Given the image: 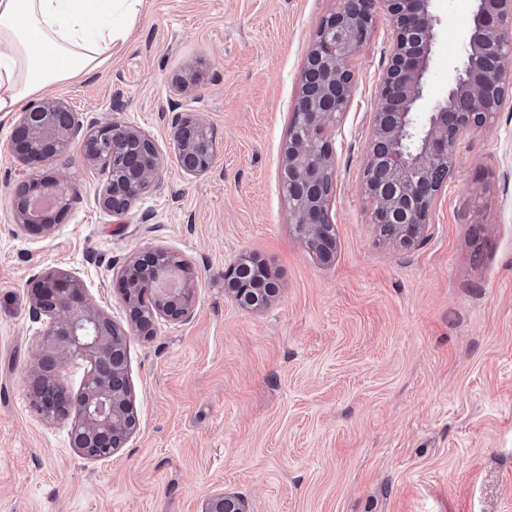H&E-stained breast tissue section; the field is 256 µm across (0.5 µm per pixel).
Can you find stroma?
Here are the masks:
<instances>
[{
    "instance_id": "obj_1",
    "label": "stroma",
    "mask_w": 512,
    "mask_h": 512,
    "mask_svg": "<svg viewBox=\"0 0 512 512\" xmlns=\"http://www.w3.org/2000/svg\"><path fill=\"white\" fill-rule=\"evenodd\" d=\"M336 0H144L125 46L54 86L87 117L150 135L162 176L117 218L73 141L49 168L79 198L48 237L18 229L9 182L15 115L0 114V512H202L217 492L248 512H512V106L466 137L455 177L413 245L370 222L362 173L391 23L378 13L328 130L337 250L320 262L282 191V149L307 51ZM473 0H437L422 110L448 96ZM194 117L215 160L181 172L173 133ZM188 259L190 320L128 338L138 429L111 458L44 421L29 374L46 331L30 311L45 271L72 273L116 322L134 253ZM266 264L279 292L243 312L222 273Z\"/></svg>"
}]
</instances>
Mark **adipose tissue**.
Here are the masks:
<instances>
[{
	"label": "adipose tissue",
	"mask_w": 512,
	"mask_h": 512,
	"mask_svg": "<svg viewBox=\"0 0 512 512\" xmlns=\"http://www.w3.org/2000/svg\"><path fill=\"white\" fill-rule=\"evenodd\" d=\"M143 0H0V113L78 81L125 44Z\"/></svg>",
	"instance_id": "ef3b65f1"
}]
</instances>
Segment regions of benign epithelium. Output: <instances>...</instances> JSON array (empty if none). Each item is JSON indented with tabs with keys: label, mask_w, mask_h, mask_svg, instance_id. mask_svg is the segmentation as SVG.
<instances>
[{
	"label": "benign epithelium",
	"mask_w": 512,
	"mask_h": 512,
	"mask_svg": "<svg viewBox=\"0 0 512 512\" xmlns=\"http://www.w3.org/2000/svg\"><path fill=\"white\" fill-rule=\"evenodd\" d=\"M436 0H338L324 17L308 52L302 86L289 124L284 150L283 188L292 223L305 246L323 262L334 259L337 241L330 218L335 189V161L327 132L336 115L348 109L355 85L349 60L373 30L376 8L388 16L393 36L387 64L370 115V139L363 187L372 203L371 223L385 224L386 237L410 245L431 223L436 200L453 176L456 146L472 132L488 127L512 101V0H474L466 22L460 63L448 71V98L427 112L420 110L436 37ZM80 140L83 162L108 174L97 193L99 207L114 216L127 214L158 182V159L149 162L126 149L152 138L115 121L100 125L72 109L62 98H50L19 113L11 149L27 167L49 164ZM174 142L182 172L199 175L214 161L209 127L185 118L175 127ZM56 187L52 214L31 209ZM13 220L23 230L48 236L74 199L72 188L45 180L39 172L11 189ZM244 261L224 269V293L245 311L265 306L278 291L266 266L244 273ZM129 329L119 327L85 298L77 277L58 270L43 274L31 288V312L45 317L46 331L36 384L45 379L64 392L62 405L44 397L33 409L47 420L74 418L71 444L82 457L99 448L109 458L136 432V409L128 372L127 336L150 335L160 320L190 319L196 296L190 263L164 248L129 259L120 276ZM88 364L81 388L71 392L56 376L59 364ZM205 512H247L244 502L228 493L211 496Z\"/></svg>",
	"instance_id": "1"
}]
</instances>
